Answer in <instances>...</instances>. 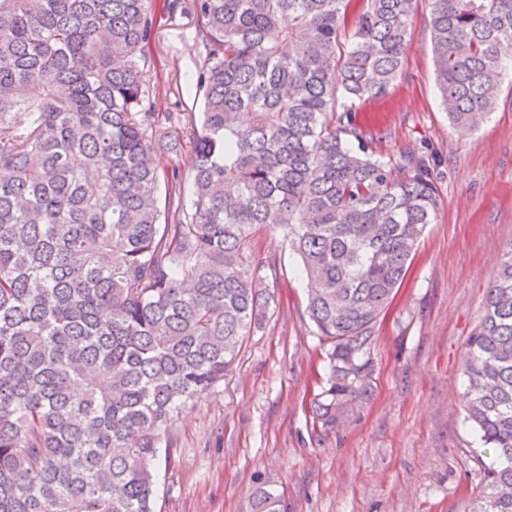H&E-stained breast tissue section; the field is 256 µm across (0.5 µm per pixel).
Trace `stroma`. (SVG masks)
Here are the masks:
<instances>
[{
  "label": "stroma",
  "mask_w": 512,
  "mask_h": 512,
  "mask_svg": "<svg viewBox=\"0 0 512 512\" xmlns=\"http://www.w3.org/2000/svg\"><path fill=\"white\" fill-rule=\"evenodd\" d=\"M401 79L359 102L369 153L433 158L440 210L371 348L373 392L327 433L314 425L324 349L306 313L307 282L278 232L256 230L249 253L264 266L267 318L243 342L224 383L184 407L161 472L157 512H253L252 493L280 494V512H468L480 489V445L464 422L466 344L500 259L512 246V82L477 129L449 123L440 105L426 24ZM191 8L159 28L158 66L144 68L156 114L201 112L188 78L202 49Z\"/></svg>",
  "instance_id": "stroma-1"
}]
</instances>
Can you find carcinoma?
Masks as SVG:
<instances>
[{
  "label": "carcinoma",
  "mask_w": 512,
  "mask_h": 512,
  "mask_svg": "<svg viewBox=\"0 0 512 512\" xmlns=\"http://www.w3.org/2000/svg\"><path fill=\"white\" fill-rule=\"evenodd\" d=\"M428 2L442 108L475 127L512 64V0ZM192 7L203 109L161 126L139 75L181 0H0V512H156L175 417L265 317L257 228L289 240L330 345L313 418L333 431L371 393L377 325L440 198L430 163L347 136L402 76L413 0ZM186 130L188 199L155 164ZM464 367L496 453L472 512H512V248ZM279 506L255 491L254 512Z\"/></svg>",
  "instance_id": "cac0c4a2"
}]
</instances>
